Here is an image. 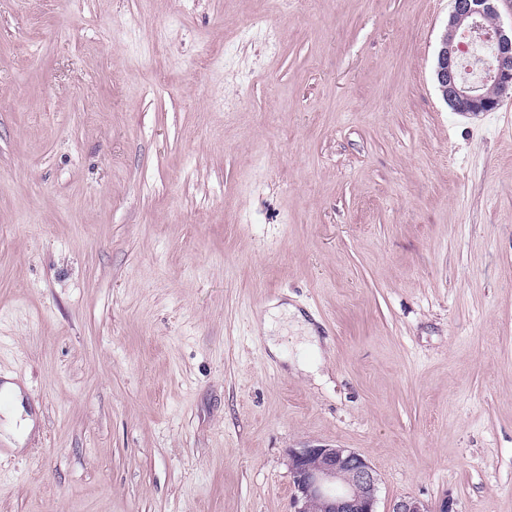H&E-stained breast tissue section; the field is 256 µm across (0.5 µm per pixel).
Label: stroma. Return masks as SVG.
<instances>
[{"mask_svg":"<svg viewBox=\"0 0 512 512\" xmlns=\"http://www.w3.org/2000/svg\"><path fill=\"white\" fill-rule=\"evenodd\" d=\"M450 0H0V512H512V95L459 115ZM282 299L319 351L260 322ZM279 300H275L269 304L271 307L268 314H266L261 323V331L266 336L272 330V317L273 316H284L285 319L292 318V323L299 328L303 337L306 340L307 346L312 347L315 350H319V336L315 326L311 321L307 319L302 313L291 304L283 303L278 305ZM2 391L15 404L13 411L5 415L6 422L3 426L4 434L2 435V441L8 448L4 449L20 453L25 449L22 446L33 429V420L28 415H26L25 419H20L24 412V407L22 405V391L17 383L6 380L2 384ZM17 421H19V426H17ZM289 456L292 512H377V478L360 454L310 446ZM389 512H456L452 504L443 500L438 509L429 508L424 502L414 497H403L393 502Z\"/></svg>","mask_w":512,"mask_h":512,"instance_id":"1","label":"stroma"}]
</instances>
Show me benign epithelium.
Segmentation results:
<instances>
[{"label":"benign epithelium","mask_w":512,"mask_h":512,"mask_svg":"<svg viewBox=\"0 0 512 512\" xmlns=\"http://www.w3.org/2000/svg\"><path fill=\"white\" fill-rule=\"evenodd\" d=\"M450 12L435 66V78L445 102L459 114L479 115L493 112L503 94L512 90V31L501 25L486 27L484 19L499 16L506 0H451ZM481 38L492 46L489 74L476 84L464 79L463 54L469 42ZM493 83L497 95L483 92ZM293 512H377V478L360 454L346 448L310 446L290 451ZM389 512H455L442 501L432 509L414 497L393 502Z\"/></svg>","instance_id":"benign-epithelium-1"}]
</instances>
